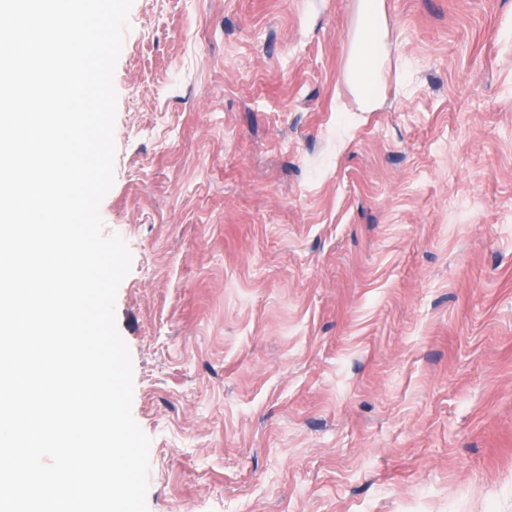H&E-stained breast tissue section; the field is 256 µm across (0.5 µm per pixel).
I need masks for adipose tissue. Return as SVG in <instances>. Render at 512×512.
<instances>
[{"label":"adipose tissue","instance_id":"ef3b65f1","mask_svg":"<svg viewBox=\"0 0 512 512\" xmlns=\"http://www.w3.org/2000/svg\"><path fill=\"white\" fill-rule=\"evenodd\" d=\"M358 24L347 65L350 85L367 107L379 101V81L387 35L384 0H358Z\"/></svg>","mask_w":512,"mask_h":512}]
</instances>
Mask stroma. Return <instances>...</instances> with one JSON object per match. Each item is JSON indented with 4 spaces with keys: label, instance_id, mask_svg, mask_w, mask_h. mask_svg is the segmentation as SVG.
Here are the masks:
<instances>
[{
    "label": "stroma",
    "instance_id": "stroma-1",
    "mask_svg": "<svg viewBox=\"0 0 512 512\" xmlns=\"http://www.w3.org/2000/svg\"><path fill=\"white\" fill-rule=\"evenodd\" d=\"M133 0L105 235L148 512H512V0ZM358 24L347 65L350 85L367 107L379 102V81L387 35L384 0H358Z\"/></svg>",
    "mask_w": 512,
    "mask_h": 512
}]
</instances>
